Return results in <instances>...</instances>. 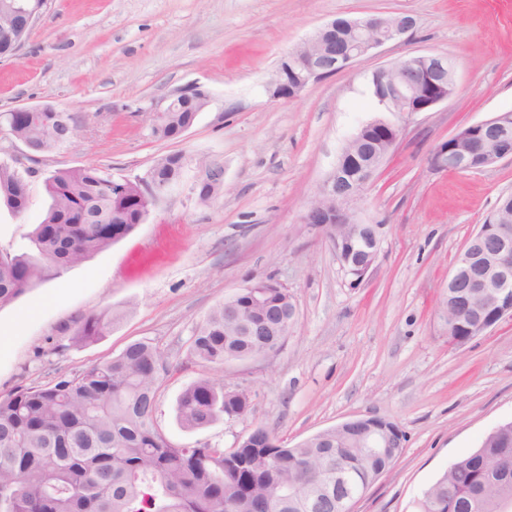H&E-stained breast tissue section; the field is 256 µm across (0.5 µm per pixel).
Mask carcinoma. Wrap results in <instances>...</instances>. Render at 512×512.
<instances>
[{"label":"carcinoma","instance_id":"obj_1","mask_svg":"<svg viewBox=\"0 0 512 512\" xmlns=\"http://www.w3.org/2000/svg\"><path fill=\"white\" fill-rule=\"evenodd\" d=\"M197 113L171 112L160 141L179 139ZM33 156L71 142L78 120L70 112H30L0 125ZM186 159L169 153L157 160L151 179L176 184ZM50 207L20 253L0 252V307L61 271L108 249L148 216L136 182L112 185V174L95 163L62 168L46 179ZM27 205V184L16 166L0 161V207L14 214ZM276 306L267 312L277 347L287 335L277 313L293 306L286 288L270 289ZM248 311L247 298L228 297L213 306L192 331L189 356L220 368L245 360L259 338L240 335L228 302ZM129 308L82 316L71 331L75 346L107 335ZM168 356L142 340L111 359L65 374L48 385L20 387L0 396V512H336V471L368 487L387 466L353 435L333 442L311 439L303 448L268 444L262 427L243 448L209 442L176 445L155 424L157 397L169 373ZM251 410V401L203 374L177 403L180 424L191 430ZM512 494V421L489 432L479 448L454 462L416 501V512H499L497 497Z\"/></svg>","mask_w":512,"mask_h":512}]
</instances>
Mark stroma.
Returning a JSON list of instances; mask_svg holds the SVG:
<instances>
[{
    "instance_id": "stroma-1",
    "label": "stroma",
    "mask_w": 512,
    "mask_h": 512,
    "mask_svg": "<svg viewBox=\"0 0 512 512\" xmlns=\"http://www.w3.org/2000/svg\"><path fill=\"white\" fill-rule=\"evenodd\" d=\"M401 12L406 37L308 85L293 101L265 92L281 56L327 21ZM454 64L456 92L432 111L398 115L404 135L358 203L381 249L361 282L302 218L347 140L375 116L370 66L412 54ZM197 84L211 102L175 141L150 134L147 107ZM50 105L73 113L74 141L20 159L27 207L0 209V250L18 253L45 216V180L93 162L144 175L163 154L190 157L179 184L131 234L0 307V395L44 385L153 342L173 364L155 420L177 445L234 447L262 426L296 446L351 417L379 416L406 435L402 454L354 512H414L422 491L512 420V317L454 346L442 303L467 240L512 193V162L474 172L432 167L461 125L512 110V0H50L18 55L0 59V113ZM224 166V195L198 205L195 159ZM272 277L294 296L295 325L266 358L204 371L188 357L208 310L249 281ZM133 303L103 339L70 344L82 315ZM248 394L246 415L187 430L184 388L203 373Z\"/></svg>"
}]
</instances>
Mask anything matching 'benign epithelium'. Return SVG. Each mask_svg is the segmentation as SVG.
<instances>
[{
	"label": "benign epithelium",
	"instance_id": "1",
	"mask_svg": "<svg viewBox=\"0 0 512 512\" xmlns=\"http://www.w3.org/2000/svg\"><path fill=\"white\" fill-rule=\"evenodd\" d=\"M47 4L48 0H10L0 7V17L8 18V22L0 27V36L7 45L3 56L17 54ZM413 27L414 19L404 13L343 21L335 19L285 54L296 68L294 83H285L277 91L273 78L267 83L266 92L274 101H291L309 84L343 71L356 62L370 61L375 49L404 37ZM447 72V57L415 54L373 67L369 82L373 85L382 76H391L386 94L377 97L381 111L429 112L454 94L448 87ZM181 101L196 104L201 112L208 105L209 96L198 86L174 91L166 97L164 105L149 109L151 126H158L165 113ZM368 127L382 140L394 145L402 137V126L381 118L369 121ZM502 127L501 114L458 127L435 150L434 167L446 170L459 158L461 163L456 170L478 171L503 159H511L512 144L498 134ZM338 175L336 168L324 180L306 208L303 223L313 233L329 239L341 268H346V252L363 254L365 262L356 277L360 281L377 261L380 238L377 230L367 229L356 217L354 205L362 190H338ZM137 182L144 196L154 203L172 190L169 185L153 183L147 175ZM493 218L494 215H489L486 223L480 225L477 247H472L469 242L465 244L448 279V295L455 297L457 309L473 322L471 339L486 333L504 317H512V225L494 224ZM382 422L384 419L380 417H355L327 428L325 432L359 426L365 430L368 444L383 450L389 447V436L381 426ZM336 481L340 487L337 510L352 512V505L363 497L365 490L354 489L343 473L336 474Z\"/></svg>",
	"mask_w": 512,
	"mask_h": 512
}]
</instances>
